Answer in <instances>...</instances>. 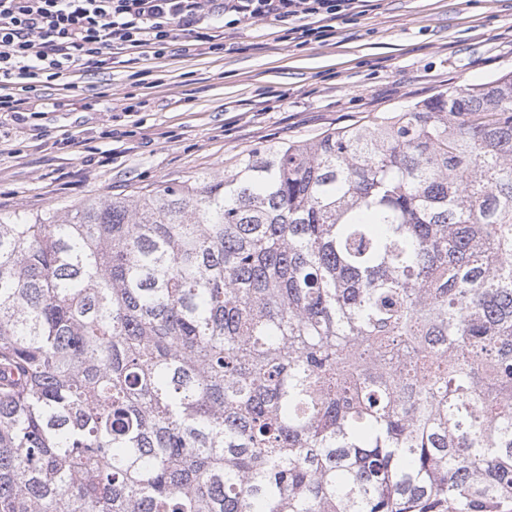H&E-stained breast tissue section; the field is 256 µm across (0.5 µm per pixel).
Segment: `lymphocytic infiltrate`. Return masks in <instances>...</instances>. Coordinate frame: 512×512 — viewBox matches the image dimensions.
Returning a JSON list of instances; mask_svg holds the SVG:
<instances>
[{"mask_svg":"<svg viewBox=\"0 0 512 512\" xmlns=\"http://www.w3.org/2000/svg\"><path fill=\"white\" fill-rule=\"evenodd\" d=\"M364 0H0V112L27 111L31 95L117 58L136 61L180 44L186 55L218 54L225 24L274 19L300 42L324 40L339 15Z\"/></svg>","mask_w":512,"mask_h":512,"instance_id":"lymphocytic-infiltrate-1","label":"lymphocytic infiltrate"}]
</instances>
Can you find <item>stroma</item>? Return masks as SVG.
<instances>
[{
	"label": "stroma",
	"instance_id": "stroma-1",
	"mask_svg": "<svg viewBox=\"0 0 512 512\" xmlns=\"http://www.w3.org/2000/svg\"><path fill=\"white\" fill-rule=\"evenodd\" d=\"M334 27L298 46L273 19L232 25L222 53L140 61L149 85L119 65L78 74L74 93L47 88L46 112L0 118V214L220 174L244 152L512 72V0H376Z\"/></svg>",
	"mask_w": 512,
	"mask_h": 512
}]
</instances>
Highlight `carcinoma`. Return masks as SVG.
<instances>
[{"mask_svg": "<svg viewBox=\"0 0 512 512\" xmlns=\"http://www.w3.org/2000/svg\"><path fill=\"white\" fill-rule=\"evenodd\" d=\"M511 504L512 74L0 215V512Z\"/></svg>", "mask_w": 512, "mask_h": 512, "instance_id": "cac0c4a2", "label": "carcinoma"}]
</instances>
